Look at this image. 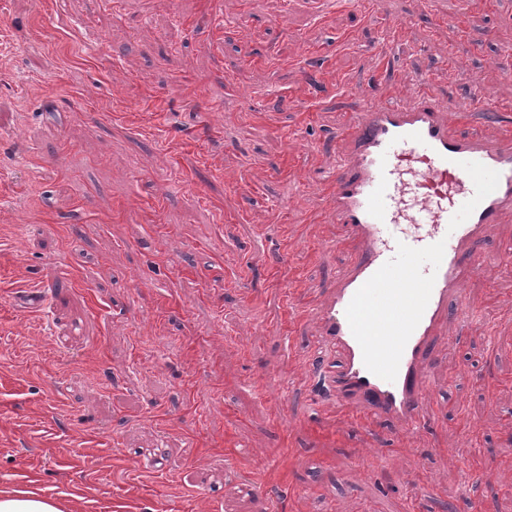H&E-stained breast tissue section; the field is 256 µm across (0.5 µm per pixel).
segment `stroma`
<instances>
[{"instance_id": "1", "label": "stroma", "mask_w": 512, "mask_h": 512, "mask_svg": "<svg viewBox=\"0 0 512 512\" xmlns=\"http://www.w3.org/2000/svg\"><path fill=\"white\" fill-rule=\"evenodd\" d=\"M504 46L512 0H0V492L442 512L467 480L454 512H512V276L467 275L487 319L443 329L410 433L310 403L317 325L295 319L348 258L315 187L347 117L425 70L496 136L474 98L512 115Z\"/></svg>"}]
</instances>
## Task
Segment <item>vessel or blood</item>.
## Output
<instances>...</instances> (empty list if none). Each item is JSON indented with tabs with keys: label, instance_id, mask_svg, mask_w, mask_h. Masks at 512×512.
<instances>
[{
	"label": "vessel or blood",
	"instance_id": "1",
	"mask_svg": "<svg viewBox=\"0 0 512 512\" xmlns=\"http://www.w3.org/2000/svg\"><path fill=\"white\" fill-rule=\"evenodd\" d=\"M412 79L413 96L384 94L340 132L318 191L350 258L296 313L316 320L323 353L340 356L321 367L337 410L404 432L423 421L443 327L475 320L463 283L485 266L488 226L512 221V122L493 138L461 135L471 101L449 116L427 73Z\"/></svg>",
	"mask_w": 512,
	"mask_h": 512
}]
</instances>
